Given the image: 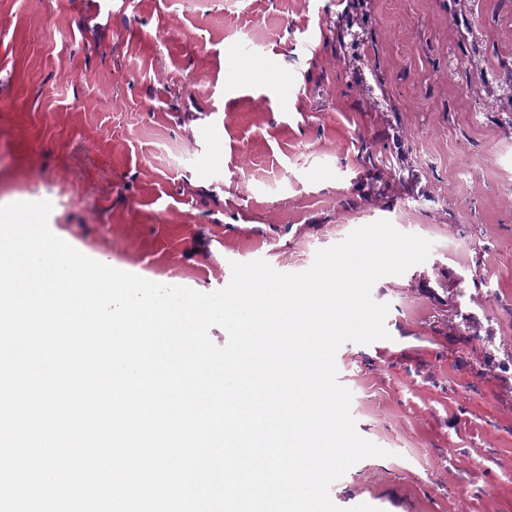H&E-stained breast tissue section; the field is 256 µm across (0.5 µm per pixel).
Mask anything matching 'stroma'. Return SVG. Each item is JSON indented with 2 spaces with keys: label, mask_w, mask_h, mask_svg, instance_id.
<instances>
[{
  "label": "stroma",
  "mask_w": 512,
  "mask_h": 512,
  "mask_svg": "<svg viewBox=\"0 0 512 512\" xmlns=\"http://www.w3.org/2000/svg\"><path fill=\"white\" fill-rule=\"evenodd\" d=\"M101 2L0 0V206L49 201L84 255L202 293L381 219L429 240L373 286L389 339L336 353L386 454L330 497L512 512V128L474 66L512 62V0Z\"/></svg>",
  "instance_id": "1"
}]
</instances>
